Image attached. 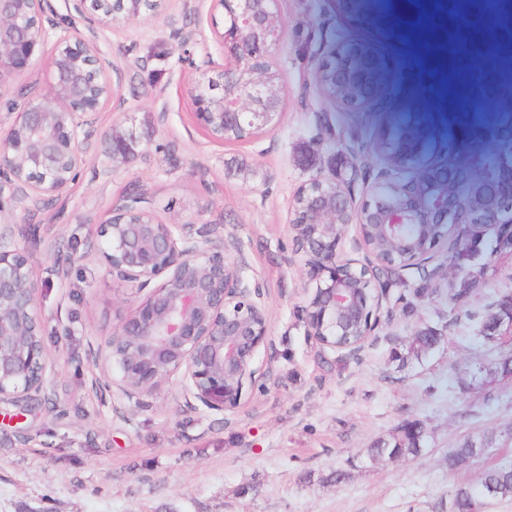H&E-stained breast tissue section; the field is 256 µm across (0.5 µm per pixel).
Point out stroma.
<instances>
[{
  "label": "stroma",
  "instance_id": "obj_1",
  "mask_svg": "<svg viewBox=\"0 0 512 512\" xmlns=\"http://www.w3.org/2000/svg\"><path fill=\"white\" fill-rule=\"evenodd\" d=\"M170 17H140L97 31L118 98L96 116L98 131L124 136L135 159L113 166L95 143L59 198L31 205L0 196V240L24 249L38 282L43 339L53 363L26 407L0 409V512H448L456 486L512 464V374L499 367L512 338L485 339L486 307L512 292V245L479 237L470 276L379 280L387 298L380 322L357 355L319 358L302 311L313 292L295 251L289 219L297 188L322 174L367 198V163L333 154L367 140L376 127L398 137L404 119L429 132L410 168L461 169L495 155L512 165L502 138L512 112L500 94L504 75L489 58L425 40L427 14L409 7L415 39L397 47L385 7L370 0L358 17L333 0H280L285 35L276 57L287 89L283 117L244 141L219 142L198 125L191 90L205 59L222 63L211 0ZM198 30L181 48L173 26ZM344 28L340 50L376 64L366 109L333 111L311 73L318 48ZM448 56L434 88L411 75L429 57ZM49 86L46 62L0 90V126L22 90ZM166 224H194L223 238L245 283L259 285L269 342L255 359L256 381L238 408L196 407L177 382L131 399L93 387L95 356L147 293L113 279L92 251L99 224L129 193ZM440 336L428 355L396 361L414 331ZM424 424L415 457L368 463L366 448L392 440L407 421ZM494 437L488 454L449 468V448L466 437Z\"/></svg>",
  "mask_w": 512,
  "mask_h": 512
}]
</instances>
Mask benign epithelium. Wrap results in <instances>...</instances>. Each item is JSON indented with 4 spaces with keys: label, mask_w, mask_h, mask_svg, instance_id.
Wrapping results in <instances>:
<instances>
[{
    "label": "benign epithelium",
    "mask_w": 512,
    "mask_h": 512,
    "mask_svg": "<svg viewBox=\"0 0 512 512\" xmlns=\"http://www.w3.org/2000/svg\"><path fill=\"white\" fill-rule=\"evenodd\" d=\"M104 17H86L87 29L112 27L144 15L170 0H120L116 12L102 0H73L76 13L86 2ZM48 0H0V89L21 77L44 54L49 31L55 46L48 61L50 90L20 107L9 104L13 120L0 137V196L33 204L58 196L84 165L97 134L95 115L117 92L98 57L93 39L65 22L44 20ZM224 10L215 30L224 63L205 61L195 82V118L213 140L254 136L281 114L286 90L274 53L283 38L278 0H214ZM483 2L473 0L466 16L454 0L437 7L448 17L434 30L445 40L471 30ZM330 36L326 55L313 70L325 97L345 111L364 105L375 91L374 64L353 67ZM424 129L403 128L392 141L375 132V169L370 199L358 205L349 187L312 178L295 193L290 221L296 251L305 258L313 295L303 311L307 334L329 351L357 354L376 325L384 294L372 278L380 268L397 273L423 270L425 252L447 237V225L496 230L512 218V168L481 167L467 172L450 166L402 173L416 154ZM354 226L372 260L358 265L341 252L346 228ZM95 246L112 277L146 288V300L113 330L96 388L116 387L128 397L151 394L174 379L198 405L216 412L237 408L255 379V357L268 340L264 308L253 299L259 289L244 286L238 266L226 257L224 240L193 224H164L131 195L98 226ZM38 284L27 254L0 243V406H22L40 392L48 368L42 338Z\"/></svg>",
    "instance_id": "benign-epithelium-1"
}]
</instances>
